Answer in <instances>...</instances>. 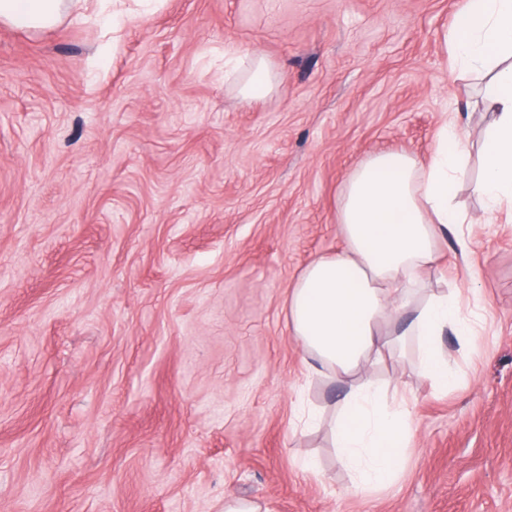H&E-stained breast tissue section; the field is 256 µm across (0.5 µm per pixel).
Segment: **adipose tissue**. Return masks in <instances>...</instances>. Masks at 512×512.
Masks as SVG:
<instances>
[{
    "instance_id": "1",
    "label": "adipose tissue",
    "mask_w": 512,
    "mask_h": 512,
    "mask_svg": "<svg viewBox=\"0 0 512 512\" xmlns=\"http://www.w3.org/2000/svg\"><path fill=\"white\" fill-rule=\"evenodd\" d=\"M86 0H0V23L27 29L59 25ZM450 63L480 78V98L492 120L481 147L476 186L487 211L512 207V0H467L445 35ZM277 76L260 52L250 56L240 95H270ZM461 113L442 127L428 163L403 152L371 155L343 185L336 214L344 242L302 271L288 295V329L301 343L308 375L346 384L331 423L338 464L356 480L352 492L392 485L403 465L408 422L404 396L390 398L375 369L416 353L415 371L439 389L459 382L452 333L475 346L460 289L425 290L439 266L438 245L467 221L455 185L469 156L459 142Z\"/></svg>"
}]
</instances>
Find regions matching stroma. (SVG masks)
<instances>
[{"instance_id":"obj_1","label":"stroma","mask_w":512,"mask_h":512,"mask_svg":"<svg viewBox=\"0 0 512 512\" xmlns=\"http://www.w3.org/2000/svg\"><path fill=\"white\" fill-rule=\"evenodd\" d=\"M465 0H165L50 30L0 23V512H512V213L441 243L432 288L476 282L459 383L385 369L411 431L392 486L350 494L326 429L299 431L288 330L302 270L340 249L368 156L426 162L472 82L443 35ZM282 76L245 101L224 54ZM467 250H460L459 240ZM97 2H99V12L96 19H98L99 24L107 30H119L124 21L125 13L115 9L111 10L112 0H98Z\"/></svg>"}]
</instances>
